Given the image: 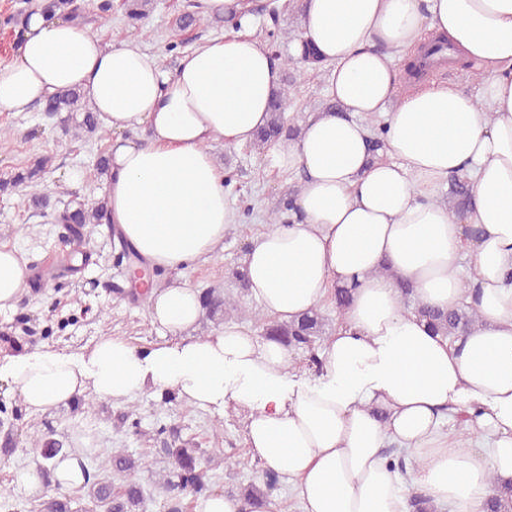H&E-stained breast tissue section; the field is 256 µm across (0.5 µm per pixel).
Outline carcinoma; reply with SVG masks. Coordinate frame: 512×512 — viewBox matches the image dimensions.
<instances>
[{
	"instance_id": "obj_1",
	"label": "carcinoma",
	"mask_w": 512,
	"mask_h": 512,
	"mask_svg": "<svg viewBox=\"0 0 512 512\" xmlns=\"http://www.w3.org/2000/svg\"><path fill=\"white\" fill-rule=\"evenodd\" d=\"M151 0H127V18L141 20L149 12ZM195 4H188L175 20L179 29L195 27L204 21L197 11ZM36 8L46 15L66 16L83 23L94 20H107L111 10L109 0H103L96 5L97 13L90 14V8L77 0H42ZM288 100V90L283 88L274 94L271 101L266 124L258 132L254 146L261 149L276 142L283 135H293L295 131L286 126L285 106ZM41 111L50 116H61L65 129H74L75 135H94L100 130V125L86 100L85 93L75 87L61 90L48 97L41 103ZM52 162L50 156H39L25 169L0 179V191L24 187L30 189V201L37 207L48 204L47 196L39 192L42 175ZM454 188L456 202L449 210L460 213L466 209L470 200V184L461 176L450 178ZM63 219L80 229L87 224L109 223L108 203L101 200L94 205H88L76 198L70 200ZM203 305L209 316L236 311L245 319L262 324L263 335L275 337L293 349L301 352L309 369L320 365L318 344L321 341L324 317L320 310L313 309L301 319L283 322L275 319H264L256 311L238 309L231 299L206 291L202 295ZM415 312L428 320L429 324L445 336L454 337L457 331L470 326L475 318L471 306L462 303L447 311H435L424 307L415 308ZM33 447L40 448V455L50 459L57 455L68 456V449L58 440L33 442ZM162 453L168 459V472L158 479V486L165 496L164 512H184L185 500L189 498L207 497L213 493L212 477L208 469L202 466L203 451L191 448L178 440H173ZM142 467V459L129 452L126 448H96L89 454V465L82 466L85 482L79 491L67 493L59 485L52 483L51 474L47 468L39 467L41 477L46 487L54 495L42 504V512H90V507H103L105 512H139L144 506L145 495L142 486L136 482L127 481L120 487L112 485V476L126 477ZM281 486L280 475L266 470L263 473V487L249 484L242 489L241 498L250 503L260 498H269ZM490 512H512V484L498 488L497 494L490 500Z\"/></svg>"
}]
</instances>
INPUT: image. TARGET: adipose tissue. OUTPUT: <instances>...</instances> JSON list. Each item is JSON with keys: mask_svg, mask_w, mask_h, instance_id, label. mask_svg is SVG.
<instances>
[{"mask_svg": "<svg viewBox=\"0 0 512 512\" xmlns=\"http://www.w3.org/2000/svg\"><path fill=\"white\" fill-rule=\"evenodd\" d=\"M429 32L478 68L480 95L450 84L399 93L393 54ZM304 37L331 66L337 108L273 148L275 167L302 175L298 219L253 238L245 263L252 298L281 321L351 287L317 375L296 379L295 350L238 321L196 335V289L144 278L158 343L42 346L0 363V377L38 411L82 394L125 402L168 390L219 416L246 408L247 445L292 484L302 512H414L416 495L486 512L494 485L512 483V0H306ZM280 78L248 34L201 44L168 75L136 44L109 46L35 12L15 61L0 67V112L79 87L104 128L145 130L113 142L106 200L141 261L179 273L222 250L237 222L209 144L251 143ZM377 116L381 159L365 123ZM453 174L472 188L458 215L436 194ZM465 253L473 293L458 275ZM28 280L26 263L0 247V309ZM402 281L425 307L467 300L475 323L436 334L405 307ZM451 413L464 415L469 442L446 428ZM392 443L416 461L408 476L382 455Z\"/></svg>", "mask_w": 512, "mask_h": 512, "instance_id": "ef3b65f1", "label": "adipose tissue"}]
</instances>
